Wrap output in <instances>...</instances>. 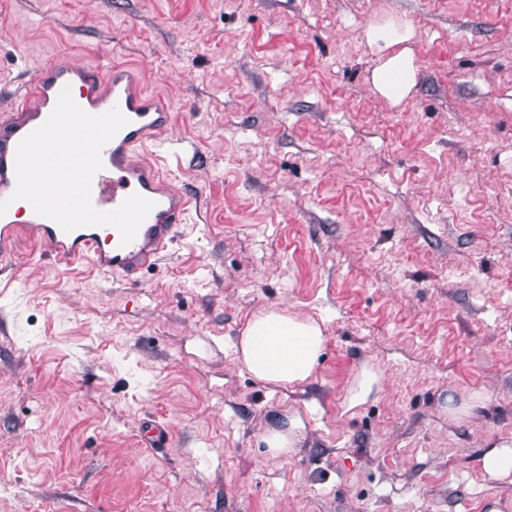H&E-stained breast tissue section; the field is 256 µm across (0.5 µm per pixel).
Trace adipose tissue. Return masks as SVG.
Returning <instances> with one entry per match:
<instances>
[{
  "label": "adipose tissue",
  "mask_w": 512,
  "mask_h": 512,
  "mask_svg": "<svg viewBox=\"0 0 512 512\" xmlns=\"http://www.w3.org/2000/svg\"><path fill=\"white\" fill-rule=\"evenodd\" d=\"M370 45L381 63L371 74L374 89L392 105L408 98L415 85L417 69L407 43L409 33L385 24L372 27ZM326 336L315 319L291 312L270 311L256 314L235 345L237 359L257 380L277 388H291L307 382L314 374ZM385 374L370 361L362 362L343 390L341 407L352 412L379 398ZM306 426L299 413H288L285 420L266 425L259 438L271 455H290L305 437Z\"/></svg>",
  "instance_id": "1"
}]
</instances>
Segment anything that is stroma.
Returning <instances> with one entry per match:
<instances>
[{"mask_svg": "<svg viewBox=\"0 0 512 512\" xmlns=\"http://www.w3.org/2000/svg\"><path fill=\"white\" fill-rule=\"evenodd\" d=\"M386 19L417 66L396 107ZM106 59L168 99L157 154L197 203L135 286L0 264V512H512L477 463L512 437V0H0V113L45 65ZM283 309L327 336L291 389L235 355ZM366 360L385 389L343 415ZM290 412L307 437L270 457ZM412 32L399 33L390 24L374 26L368 38L380 56L381 63L371 74L374 89L396 106L408 98L416 85L417 69L412 50L401 44L408 42ZM305 430V423L299 413L291 412L285 420L266 424L259 438L272 456H290L305 438Z\"/></svg>", "mask_w": 512, "mask_h": 512, "instance_id": "1", "label": "stroma"}]
</instances>
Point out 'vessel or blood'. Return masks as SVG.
<instances>
[{"mask_svg":"<svg viewBox=\"0 0 512 512\" xmlns=\"http://www.w3.org/2000/svg\"><path fill=\"white\" fill-rule=\"evenodd\" d=\"M65 88L86 113L100 115L116 108L126 119L100 152L102 167L91 182L93 206L110 212L137 194L153 201L154 207L135 238L125 244L115 227L88 226L66 232L35 211L25 212L10 204L0 216V261L11 259L28 244L48 248L62 264L88 265L127 282H139L141 272L157 264L172 245L193 200L172 186L161 167L145 158L146 149L162 141L173 125V114L162 99L138 88L128 66L55 63L31 77L10 115L0 117V200H7L15 189L19 143L44 123Z\"/></svg>","mask_w":512,"mask_h":512,"instance_id":"vessel-or-blood-1","label":"vessel or blood"}]
</instances>
